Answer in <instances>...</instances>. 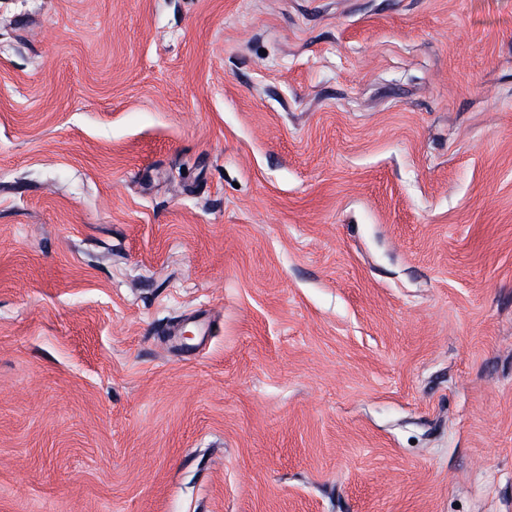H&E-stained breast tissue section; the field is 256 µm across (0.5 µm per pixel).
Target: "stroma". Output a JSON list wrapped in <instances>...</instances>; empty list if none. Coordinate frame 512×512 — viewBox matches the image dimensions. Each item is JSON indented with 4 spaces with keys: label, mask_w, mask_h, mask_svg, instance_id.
<instances>
[{
    "label": "stroma",
    "mask_w": 512,
    "mask_h": 512,
    "mask_svg": "<svg viewBox=\"0 0 512 512\" xmlns=\"http://www.w3.org/2000/svg\"><path fill=\"white\" fill-rule=\"evenodd\" d=\"M0 512H512V0H0Z\"/></svg>",
    "instance_id": "stroma-1"
}]
</instances>
